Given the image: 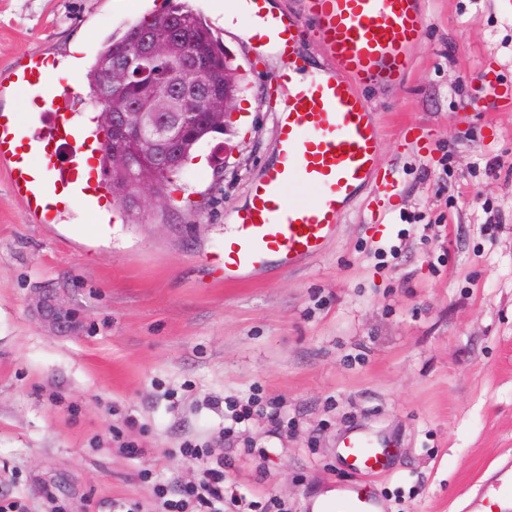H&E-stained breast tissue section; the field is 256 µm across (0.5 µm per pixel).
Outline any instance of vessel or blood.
I'll return each instance as SVG.
<instances>
[{"label": "vessel or blood", "mask_w": 512, "mask_h": 512, "mask_svg": "<svg viewBox=\"0 0 512 512\" xmlns=\"http://www.w3.org/2000/svg\"><path fill=\"white\" fill-rule=\"evenodd\" d=\"M304 3V15L295 17L274 12L270 0H235L258 48L287 58L280 84L288 103L276 121L277 162L252 184L224 237L216 276L228 283L319 256L363 195L397 193L395 182L379 174L380 126L361 90L407 80L427 0ZM308 40L323 47L328 61L307 75L298 48ZM6 87L28 103L25 112L0 117V164L24 208L49 222L67 209L102 203L95 167L103 142L87 134L68 105L73 80L36 52L10 71ZM298 188L311 190V198L297 199ZM340 455L347 469L365 476L388 472L392 458L389 443L359 432L345 437ZM309 512H383V505L358 484L314 502ZM466 512H512V474H501L494 493L475 496Z\"/></svg>", "instance_id": "vessel-or-blood-1"}]
</instances>
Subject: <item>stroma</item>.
<instances>
[{"mask_svg": "<svg viewBox=\"0 0 512 512\" xmlns=\"http://www.w3.org/2000/svg\"><path fill=\"white\" fill-rule=\"evenodd\" d=\"M240 68L248 104L230 134L172 177L159 220L77 207L38 224L0 165V500L29 512L154 508L153 485L196 469L184 442L219 448L239 512H289L356 475L337 456L361 428L391 439L372 481L385 512H463L512 461V0H428L408 80L366 88L399 193L365 196L305 265L214 281L224 234L275 159L285 63L261 55L225 0H188ZM162 0H0V73L37 50L88 69ZM384 223L371 221L376 206ZM54 296L53 324L37 309ZM275 407L227 434L228 403ZM134 452L121 449V442Z\"/></svg>", "mask_w": 512, "mask_h": 512, "instance_id": "1", "label": "stroma"}]
</instances>
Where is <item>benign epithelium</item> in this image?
<instances>
[{
  "mask_svg": "<svg viewBox=\"0 0 512 512\" xmlns=\"http://www.w3.org/2000/svg\"><path fill=\"white\" fill-rule=\"evenodd\" d=\"M180 20L170 22L161 31L146 34L140 41L138 53L161 60L165 67L148 76L127 59L112 63L108 76V113L112 138L107 149L112 158V170L122 172L130 162L138 164L132 184L112 186L114 197L127 204L143 203L150 198L163 206L169 194L156 189L155 182L171 179L181 168L177 143L179 135L196 123L222 126L231 131L233 103L211 81H196L209 71L208 62L184 51ZM141 86L152 90L150 103L158 111L142 112L141 103L131 98L127 89Z\"/></svg>",
  "mask_w": 512,
  "mask_h": 512,
  "instance_id": "1",
  "label": "benign epithelium"
}]
</instances>
